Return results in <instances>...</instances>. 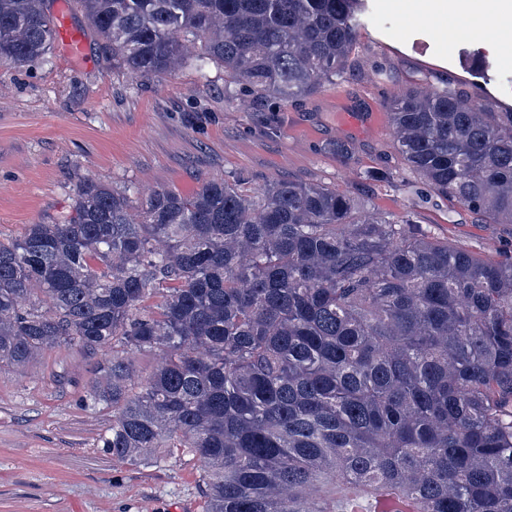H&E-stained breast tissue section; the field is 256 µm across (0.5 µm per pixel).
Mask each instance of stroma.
Instances as JSON below:
<instances>
[{
    "label": "stroma",
    "mask_w": 512,
    "mask_h": 512,
    "mask_svg": "<svg viewBox=\"0 0 512 512\" xmlns=\"http://www.w3.org/2000/svg\"><path fill=\"white\" fill-rule=\"evenodd\" d=\"M65 2L86 60L58 46L43 62L0 61V239L63 220L86 180L130 189L137 203L150 190L190 193L210 178L250 191L289 179L358 196L386 215L412 213L435 238L468 250L512 252V226L422 194L384 109L398 89L444 83L511 111L503 86L512 46L478 34L442 38L387 0H366L347 73L294 105L225 84L213 62L131 73L113 64L76 0ZM349 110L368 121L342 127ZM103 359L61 346L25 370L0 368V512H203L197 461L139 467L103 452L112 414L83 402Z\"/></svg>",
    "instance_id": "obj_1"
}]
</instances>
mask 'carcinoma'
I'll return each mask as SVG.
<instances>
[{
  "instance_id": "1",
  "label": "carcinoma",
  "mask_w": 512,
  "mask_h": 512,
  "mask_svg": "<svg viewBox=\"0 0 512 512\" xmlns=\"http://www.w3.org/2000/svg\"><path fill=\"white\" fill-rule=\"evenodd\" d=\"M142 76L204 55L295 103L345 73L364 0H78ZM50 0H0V59H45ZM398 152L428 191L512 224V112L448 86L392 93ZM105 352L83 401L131 466H201L203 512H512V256L411 215L276 180L208 179L132 210L79 185L72 213L0 240V367ZM156 367L142 375L138 356Z\"/></svg>"
}]
</instances>
